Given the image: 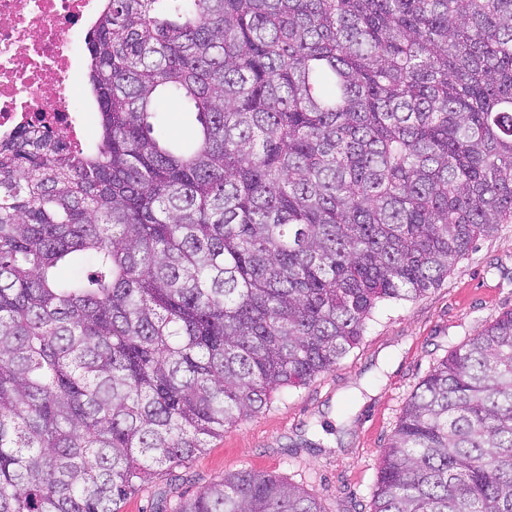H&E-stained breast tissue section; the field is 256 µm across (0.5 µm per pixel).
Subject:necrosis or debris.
I'll use <instances>...</instances> for the list:
<instances>
[{
  "mask_svg": "<svg viewBox=\"0 0 512 512\" xmlns=\"http://www.w3.org/2000/svg\"><path fill=\"white\" fill-rule=\"evenodd\" d=\"M95 0H0V137L40 123L80 147L81 115L68 90Z\"/></svg>",
  "mask_w": 512,
  "mask_h": 512,
  "instance_id": "4bbe7bcc",
  "label": "necrosis or debris"
}]
</instances>
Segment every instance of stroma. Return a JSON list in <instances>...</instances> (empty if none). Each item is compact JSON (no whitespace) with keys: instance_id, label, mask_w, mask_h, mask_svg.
<instances>
[{"instance_id":"obj_1","label":"stroma","mask_w":512,"mask_h":512,"mask_svg":"<svg viewBox=\"0 0 512 512\" xmlns=\"http://www.w3.org/2000/svg\"><path fill=\"white\" fill-rule=\"evenodd\" d=\"M512 310V224L479 240L436 288L378 303L359 343L308 385L213 440L184 467L160 472L121 512H159L213 480L248 469L286 479L326 512H370L381 452L402 408L449 346Z\"/></svg>"}]
</instances>
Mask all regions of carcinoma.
I'll return each mask as SVG.
<instances>
[{
	"mask_svg": "<svg viewBox=\"0 0 512 512\" xmlns=\"http://www.w3.org/2000/svg\"><path fill=\"white\" fill-rule=\"evenodd\" d=\"M88 45L93 142L0 139V512H120L512 224V0H106ZM173 512L326 510L244 470ZM371 512H512V310L413 390ZM165 112L162 116V126L174 136L178 142L187 141L193 132L195 126L194 114L187 113L180 109L176 104H171L168 109L163 108Z\"/></svg>",
	"mask_w": 512,
	"mask_h": 512,
	"instance_id": "1",
	"label": "carcinoma"
}]
</instances>
